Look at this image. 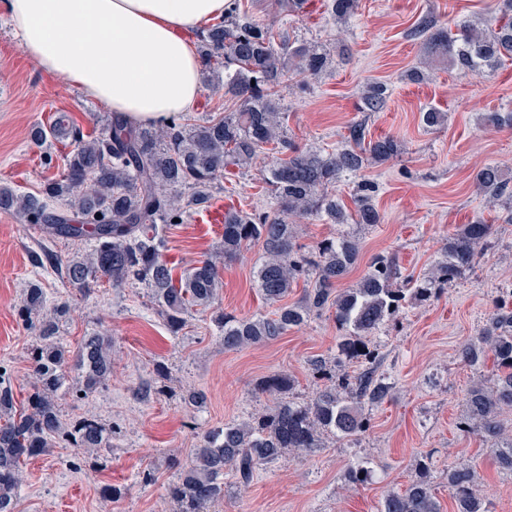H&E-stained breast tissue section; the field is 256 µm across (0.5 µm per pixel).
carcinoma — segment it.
Listing matches in <instances>:
<instances>
[{
	"label": "carcinoma",
	"instance_id": "obj_1",
	"mask_svg": "<svg viewBox=\"0 0 512 512\" xmlns=\"http://www.w3.org/2000/svg\"><path fill=\"white\" fill-rule=\"evenodd\" d=\"M357 0H329L334 19L345 22ZM499 23L483 29L465 22L452 33L429 17L412 30L431 58H446L465 74L479 75L512 59V0H498ZM203 73L224 89L234 109L207 114L194 121L178 115L159 124L136 125L120 117L107 120V131L88 136L76 125L58 124L70 138L64 168L47 179L37 194H21L0 185V212L19 215L31 224H44L52 236L89 241L90 251L55 256L52 265L64 268L70 287L89 292L106 280L119 288L131 281L145 284L153 301L176 334L192 307L209 309L219 301L223 282L220 265L240 255L247 244L260 246L262 256L255 283L275 310L252 318L221 312L214 317L224 349L266 343L299 327L311 315L331 310L349 339L340 345L351 360L364 357L367 366L354 374L336 375L332 385L309 403L282 402L273 410L240 423L210 429L185 462H177L178 480L169 495L178 512H208L224 500V473L241 486L249 485L260 466L275 462L286 451L308 452L325 445L324 437L356 439L368 428L365 410L384 400L392 386L376 378L378 353L365 337L403 314L407 299L425 301L473 267L490 243L493 225L477 221L462 225L448 239L442 258L424 278L402 279L390 254H376L353 287H339L358 262L360 240L341 233L301 251L293 219L315 216L331 224L372 226L381 216L372 203L375 185L363 179L352 198L353 209L336 198L330 187L345 173L372 163L398 158L403 142L394 136L367 139L363 120L348 126L338 148L314 151L288 137V115L277 88L291 76L316 78L327 70L330 51L316 42H296L279 34L278 19L253 18L237 2L224 18L197 35ZM388 88L367 87L364 112L384 109ZM280 157L263 172L276 203L273 214L224 211V240L219 251L197 261L175 279L162 257L159 225L183 223L193 208L208 202L211 191L227 175L251 167L267 146ZM474 180L494 201L512 204V179L495 165L480 168ZM81 221L75 223L71 215ZM306 282L301 301L287 304L298 281ZM69 311L65 302H48L42 288L28 290L21 314L36 341L29 350L33 389L29 406L16 413L11 387L0 382V512H15L23 481L22 463L62 443L72 448L111 447L112 435L98 419L83 417L68 425L60 418L57 394L78 371V391H97L112 375L108 337L83 338L75 354L56 335L57 323ZM461 357L471 365L486 354L495 373L470 388L466 398L464 432H476L491 443L498 467L512 474V428L501 415L512 408V311L498 310L483 332L464 343ZM294 380L270 377L262 391L276 395ZM429 466L420 461L416 478L402 492H390L380 512H443L428 487ZM448 491L456 512H484L472 469L460 466L448 473Z\"/></svg>",
	"mask_w": 512,
	"mask_h": 512
}]
</instances>
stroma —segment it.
<instances>
[{
	"label": "stroma",
	"instance_id": "1",
	"mask_svg": "<svg viewBox=\"0 0 512 512\" xmlns=\"http://www.w3.org/2000/svg\"><path fill=\"white\" fill-rule=\"evenodd\" d=\"M325 2L315 0L312 14L288 16L277 0H241L256 18L278 16L291 39L318 42L333 52L332 66L320 77L302 84L290 80L278 89L296 144L334 149L347 126L363 118L371 137L394 135L404 144L397 160L371 165L359 176L345 174L335 185L346 203L359 179L378 186L373 202L381 222L358 229L361 260L347 284L362 277L374 254L393 255L403 273L420 278L461 225L480 220L494 232L473 268L372 336L380 359L377 375L393 385L394 394L370 409V428L359 441L330 438L306 453H284L261 466L245 487L225 476L224 499L210 512H380L384 495L404 489L423 459L430 463L429 485L443 512L455 510L448 473L463 464L473 468L488 512H512V475L498 468L488 443L460 429L466 394L491 377L493 363L471 365L459 355L494 313L501 288L512 284V210L503 203L488 205L474 182L487 164L512 171V126L482 122L489 112L512 113V62L464 75L429 58L410 35L426 15L451 30L466 20L488 19L491 0H358L342 24L331 19ZM414 68L424 72L423 82L406 80ZM373 82L387 84L390 96L383 111L366 117L361 98ZM431 106L446 113L443 125L421 123V112ZM62 114L86 133L101 132L111 116L63 79L41 73L0 14V184L34 194L62 169L69 150L64 134L50 140L49 165L30 139L34 126L52 127ZM228 204L246 212L276 209L257 167L224 181L213 189L209 205L193 210L185 223L165 225L163 254L176 273L220 245L223 227L210 223L207 211ZM75 250L0 213V369L7 372L16 410L26 408L31 392L29 349L35 335L19 311L31 284H40L50 302H69L58 330L68 349L92 333L112 342L106 386L87 395L65 389L57 397L63 422L97 417L112 431L111 447L55 448L26 460L15 512H175L168 494L177 479L174 462L190 456L200 432L264 414L281 400L309 401L329 385L328 374L312 362L330 364L339 356L344 336L331 312L273 342L228 351L213 322L216 309L191 310L174 335L144 285L115 288L104 281L84 294L69 288L63 272L35 263L46 253ZM260 255L259 247L247 246L221 265L217 309L240 317L266 311L253 276ZM278 373L292 376L293 386L275 398L263 394V380ZM147 384L153 390L145 397L141 390ZM191 391L202 393L201 403L185 405ZM360 462L368 463L372 475L350 483L348 469ZM111 486L121 488L120 497L107 495Z\"/></svg>",
	"mask_w": 512,
	"mask_h": 512
}]
</instances>
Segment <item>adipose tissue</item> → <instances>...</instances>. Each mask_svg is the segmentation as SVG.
<instances>
[{
  "mask_svg": "<svg viewBox=\"0 0 512 512\" xmlns=\"http://www.w3.org/2000/svg\"><path fill=\"white\" fill-rule=\"evenodd\" d=\"M227 0H0L25 54L137 124L188 112L202 91L190 40Z\"/></svg>",
  "mask_w": 512,
  "mask_h": 512,
  "instance_id": "1",
  "label": "adipose tissue"
}]
</instances>
